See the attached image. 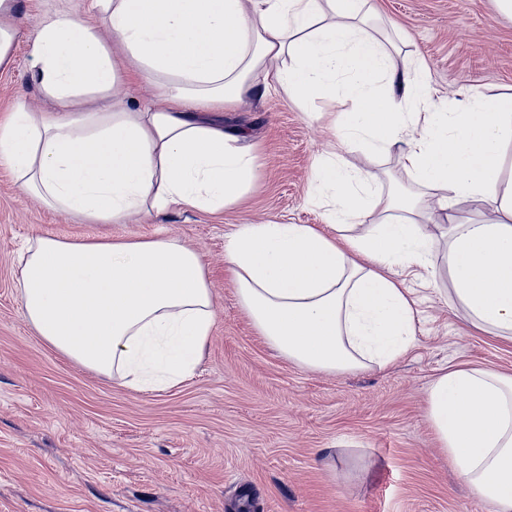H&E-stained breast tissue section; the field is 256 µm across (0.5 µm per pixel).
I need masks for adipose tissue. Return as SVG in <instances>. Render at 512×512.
<instances>
[{
	"label": "adipose tissue",
	"instance_id": "ef3b65f1",
	"mask_svg": "<svg viewBox=\"0 0 512 512\" xmlns=\"http://www.w3.org/2000/svg\"><path fill=\"white\" fill-rule=\"evenodd\" d=\"M369 0H90L110 31L64 9L31 38V81L49 104L0 122V162L47 208L120 224L171 207L221 212L258 178V156L213 113L280 88L304 108L347 98L330 152L314 160V196L330 232L309 224H242L224 257L242 308L270 347L312 371L385 366L415 334L398 271L436 280L445 241L455 311L512 342V94L457 109L432 99L427 73L398 67L370 30ZM155 103L119 97L127 69ZM398 154L410 176L383 188L347 152ZM489 218L457 223L451 205ZM359 219L367 229L350 234ZM25 322L66 358L136 390L191 376L216 313L201 253L179 240H69L35 235L19 255ZM428 416L458 477L512 512V377L488 367L442 373Z\"/></svg>",
	"mask_w": 512,
	"mask_h": 512
}]
</instances>
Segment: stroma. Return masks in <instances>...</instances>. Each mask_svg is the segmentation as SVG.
<instances>
[{
	"instance_id": "35a3bbf8",
	"label": "stroma",
	"mask_w": 512,
	"mask_h": 512,
	"mask_svg": "<svg viewBox=\"0 0 512 512\" xmlns=\"http://www.w3.org/2000/svg\"><path fill=\"white\" fill-rule=\"evenodd\" d=\"M402 59L422 65L442 107L512 93V18L494 0H373ZM57 0H17L24 30L0 68V115L47 104L30 82L27 35ZM244 131L259 180L221 213L173 207L82 224L42 206L0 164V512H493L457 476L427 416L448 370L512 375V343L465 325L437 283L406 275L415 336L395 363L329 375L273 350L224 263L235 225L325 228L313 162L331 134L280 91L217 113ZM179 238L205 257L216 321L186 380L154 392L63 357L24 321L18 253L33 233Z\"/></svg>"
}]
</instances>
